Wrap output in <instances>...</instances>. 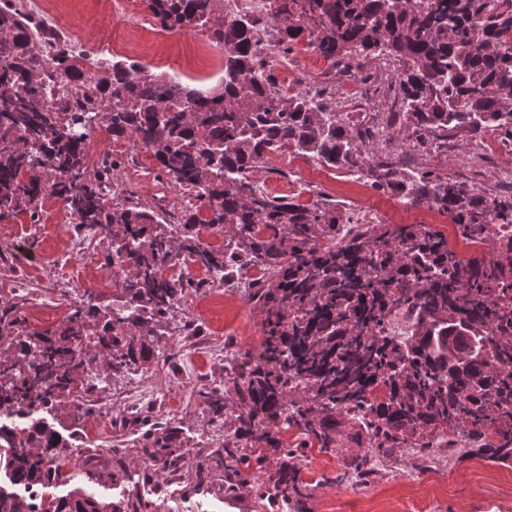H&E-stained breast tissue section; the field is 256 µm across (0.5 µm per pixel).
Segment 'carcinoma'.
Wrapping results in <instances>:
<instances>
[{
  "instance_id": "cac0c4a2",
  "label": "carcinoma",
  "mask_w": 512,
  "mask_h": 512,
  "mask_svg": "<svg viewBox=\"0 0 512 512\" xmlns=\"http://www.w3.org/2000/svg\"><path fill=\"white\" fill-rule=\"evenodd\" d=\"M144 2L158 27L206 32L224 49L220 87L165 76L141 81L138 67L123 61L90 72L87 55L61 48L51 66L73 90L47 110L35 24L0 0V210L35 220L50 187L78 228L100 231L105 264L124 267L122 291L134 308L115 314L87 291L51 333L1 342L0 418L24 408L54 417L70 405L74 423H82L98 385L155 363L158 337L184 330L174 321L173 297L200 287L164 277L178 253L220 281L251 263L263 269L248 297L259 313L260 356L245 373L224 368V383L198 392L210 421L229 417L233 426L188 478L191 490L220 471L224 492H236L255 453L272 448L279 466L259 487L258 507L306 512L310 484L288 463L303 449L334 454L341 477L368 481L374 459L459 429L474 441L472 454L511 462L512 309L491 313L485 289L512 283V260L464 261L448 237L424 224H370L344 237L348 217L336 203H293L260 190L251 176L267 153L289 149L450 215L464 239L488 224L512 223V200L370 157L373 133L336 111L326 90L288 96L277 87L255 40L263 19L235 12L231 0ZM269 19L284 55L306 36L331 69L398 62V116L425 152L456 130L512 136V0H271ZM95 122L113 141L152 152L158 176L192 198L177 223L129 197L107 199L128 152L89 167L84 137ZM202 226L224 231V248L203 246ZM404 311L414 315L409 337L384 334ZM378 387L383 395H372ZM290 429L298 432L294 442L282 438ZM0 442L8 444L0 472L42 491L35 507L0 483V512L149 508L139 497L105 503L80 488L56 494L98 470L93 454L70 471L46 469L60 435L41 419L24 427L0 422ZM349 442L364 449L346 455ZM135 451L181 476L182 455L169 435L147 433Z\"/></svg>"
}]
</instances>
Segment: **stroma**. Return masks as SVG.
<instances>
[{"label": "stroma", "mask_w": 512, "mask_h": 512, "mask_svg": "<svg viewBox=\"0 0 512 512\" xmlns=\"http://www.w3.org/2000/svg\"><path fill=\"white\" fill-rule=\"evenodd\" d=\"M59 8L74 21L85 27L94 38L112 37L125 41L129 59L150 73H166L179 77H208L217 82L219 73L213 67L221 61V51L203 32L173 35L165 51L164 61H157L150 49L147 34L130 30L127 23L97 22L95 0H61ZM401 160L406 170L414 173L431 171L451 179L475 186L493 197L512 196V183L505 179L502 161L497 155L481 154L476 141L467 131L449 136L447 148L431 156L410 148ZM291 169L287 161L275 168L254 174L255 182L269 194L288 196L303 203L324 198L345 205L347 210L364 208L378 213L388 224H417L421 221L418 210L404 206L402 199L389 191L374 188L360 175L325 169L323 173L309 175L301 189H293ZM75 232L70 224L56 223L50 210H42L39 222H32L29 214L12 211L0 213V315L9 314L18 327L45 332L60 324L70 311L63 287L65 276L55 259L67 247V239ZM104 243L99 235H92L84 249L69 265L70 270L82 277L86 288L101 293L102 304H111L115 290L110 281V270L103 261ZM17 277L25 278L33 296L46 297L41 307L32 308L10 292L3 290V282ZM206 324L203 338L197 343L200 371L195 382L182 381L181 372L186 365L185 355L175 349L174 339L161 337L158 347L170 353V360L148 371L131 374L101 384L100 395H112L146 385L155 378L165 379L168 395L176 400L175 414L162 411L151 397H144L134 427L119 430L121 439H141L145 431L165 433L176 429L183 468L195 471L207 454L208 435L223 433L224 424L210 421L198 397L201 387L223 382L224 367L235 358L246 357L259 345L261 334L258 316L246 296L213 297L204 305ZM228 344L223 361L215 362L208 356L210 340ZM436 456L447 457V466L434 471L427 484H419L407 461L378 463L372 482L364 484L354 479L337 480L339 461L336 456L309 448L301 476L313 486L309 512H396L416 500H425L432 512H512V465L492 464L473 456L469 449L447 452L439 448ZM127 478L84 482V489L99 498L117 500L129 494L146 495L148 491L168 489L170 477L156 473L151 480H143L140 457L134 451L124 455ZM275 459H267L264 468L253 469L248 484L234 495H227L219 487H212L205 497L204 512H256L255 487L274 469Z\"/></svg>", "instance_id": "obj_1"}]
</instances>
